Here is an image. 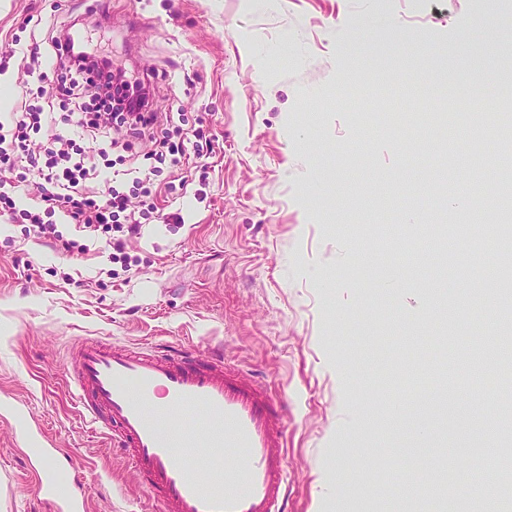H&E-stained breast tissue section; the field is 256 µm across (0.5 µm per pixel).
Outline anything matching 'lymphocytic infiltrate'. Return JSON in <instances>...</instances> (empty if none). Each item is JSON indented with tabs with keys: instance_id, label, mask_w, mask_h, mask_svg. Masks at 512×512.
I'll return each instance as SVG.
<instances>
[{
	"instance_id": "obj_1",
	"label": "lymphocytic infiltrate",
	"mask_w": 512,
	"mask_h": 512,
	"mask_svg": "<svg viewBox=\"0 0 512 512\" xmlns=\"http://www.w3.org/2000/svg\"><path fill=\"white\" fill-rule=\"evenodd\" d=\"M83 15L71 16L68 24L49 25L41 41L23 51L17 84L26 101L0 122V214L21 216L38 237L51 239L57 251L71 253L79 243L63 238L53 225L44 223L43 213L57 212L70 223L93 232L137 234L142 223L130 209L128 197L111 186L112 173L101 161L122 147L117 130L151 140L154 148L169 155L172 165L189 160L188 132L174 128L157 136L164 123L162 113L152 111L150 88L156 76L136 78L135 98L125 105L112 103V95L101 82L102 72L125 81L127 72L105 52L88 51L79 38ZM56 62L63 79L50 78L42 69L43 59ZM66 106L62 120L74 135L53 130L46 108ZM27 162L30 175L14 180L19 162ZM30 205L18 208L21 199Z\"/></svg>"
}]
</instances>
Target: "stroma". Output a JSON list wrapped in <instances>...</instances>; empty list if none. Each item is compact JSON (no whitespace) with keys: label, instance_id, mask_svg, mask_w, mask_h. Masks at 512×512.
Instances as JSON below:
<instances>
[{"label":"stroma","instance_id":"stroma-1","mask_svg":"<svg viewBox=\"0 0 512 512\" xmlns=\"http://www.w3.org/2000/svg\"><path fill=\"white\" fill-rule=\"evenodd\" d=\"M79 0H0V52L67 21ZM112 53L157 75L153 109L197 131L192 182L159 163L150 187L122 189L142 215L110 262L104 234L66 256L31 225L0 216V512H47L38 464L24 443L46 435L70 463L62 489L82 484L87 512H158L122 449L82 415L70 393L73 347L98 339L140 350L219 348L246 378L288 401V512H457L456 487L417 469L429 446L408 405L436 359L451 361L471 329L442 345L454 315L482 321L499 308L488 279L497 253L458 240L447 264L392 266L374 246H409L422 226L473 212L467 148L428 166L426 151L455 139L444 126L415 136L417 115L456 111L459 70L474 82L468 112L483 118L489 89L512 97V48L484 60L466 46L512 29V0H108ZM433 58V83L410 62ZM178 213L180 224L163 223ZM455 278L454 288L439 292ZM463 427L434 422L448 447L486 449L480 391L458 375ZM390 460L416 497L371 478Z\"/></svg>","mask_w":512,"mask_h":512}]
</instances>
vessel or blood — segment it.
<instances>
[{
    "label": "vessel or blood",
    "mask_w": 512,
    "mask_h": 512,
    "mask_svg": "<svg viewBox=\"0 0 512 512\" xmlns=\"http://www.w3.org/2000/svg\"><path fill=\"white\" fill-rule=\"evenodd\" d=\"M72 358L75 398L96 429L129 456L161 512H283L288 501L286 410L267 384L218 351L137 352L90 340ZM37 486L51 512H85L54 482L43 443Z\"/></svg>",
    "instance_id": "1"
}]
</instances>
